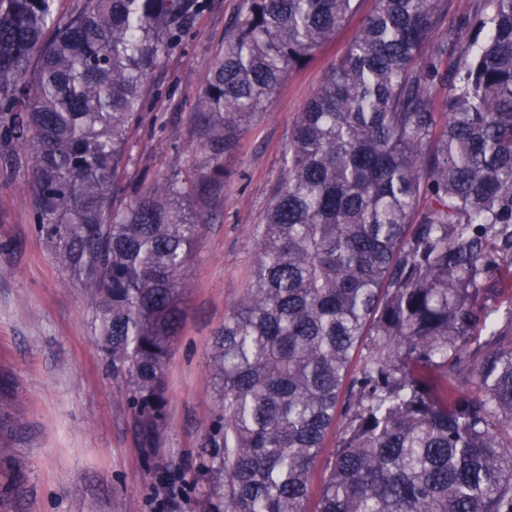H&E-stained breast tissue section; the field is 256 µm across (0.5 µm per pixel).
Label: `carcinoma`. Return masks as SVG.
I'll list each match as a JSON object with an SVG mask.
<instances>
[{
	"label": "carcinoma",
	"mask_w": 512,
	"mask_h": 512,
	"mask_svg": "<svg viewBox=\"0 0 512 512\" xmlns=\"http://www.w3.org/2000/svg\"><path fill=\"white\" fill-rule=\"evenodd\" d=\"M0 0V147L86 287L141 436L163 426L185 278L224 153L355 0H248L187 168L118 208L145 82L206 0ZM37 70H31L32 62ZM512 0H376L299 113L251 286L215 336L209 512H512ZM369 359L351 371L358 348ZM478 391L464 398L467 385ZM335 445V434H331L330 441H329V448H327L326 452L320 457L318 462L315 464L313 470H312V478H311V487H312V496L310 501V508H314L315 501L318 496L319 490L321 489L325 478L328 474V454L329 451L333 448Z\"/></svg>",
	"instance_id": "obj_1"
}]
</instances>
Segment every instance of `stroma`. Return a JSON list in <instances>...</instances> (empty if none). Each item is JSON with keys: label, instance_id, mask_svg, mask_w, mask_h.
<instances>
[{"label": "stroma", "instance_id": "35a3bbf8", "mask_svg": "<svg viewBox=\"0 0 512 512\" xmlns=\"http://www.w3.org/2000/svg\"><path fill=\"white\" fill-rule=\"evenodd\" d=\"M247 0L205 11L146 84L128 176L155 180L188 152L187 121L229 23ZM374 0L306 66L293 71L224 156V183L203 205L206 224L186 270L192 289L166 370L165 425L145 443L98 346L83 285L69 279L31 220L26 165L0 161V512H161L169 484L182 512H206L213 490L203 444L218 413L211 344L251 284L256 231L283 178L299 112L322 85Z\"/></svg>", "mask_w": 512, "mask_h": 512}]
</instances>
